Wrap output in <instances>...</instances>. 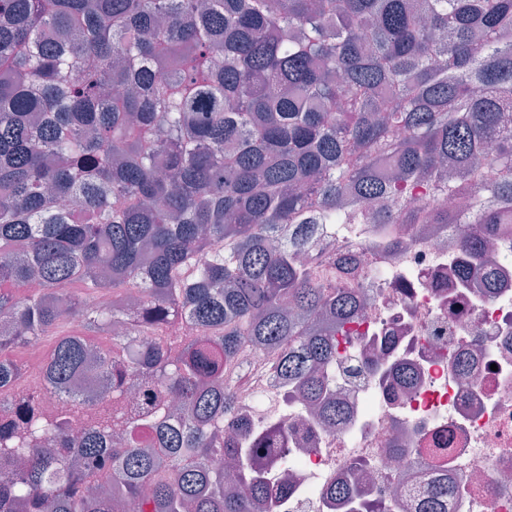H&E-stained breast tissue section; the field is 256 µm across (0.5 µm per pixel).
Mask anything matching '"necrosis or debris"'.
Wrapping results in <instances>:
<instances>
[{
	"label": "necrosis or debris",
	"instance_id": "4bbe7bcc",
	"mask_svg": "<svg viewBox=\"0 0 512 512\" xmlns=\"http://www.w3.org/2000/svg\"><path fill=\"white\" fill-rule=\"evenodd\" d=\"M458 228L357 227L323 258L353 255L341 285L367 303L329 370L342 423L305 415L271 354L244 350L235 386L249 427L284 431L288 492L266 512H417L428 480L447 475L448 512H512V225L489 256L491 286L464 278ZM349 484L355 499L334 496Z\"/></svg>",
	"mask_w": 512,
	"mask_h": 512
}]
</instances>
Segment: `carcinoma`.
Masks as SVG:
<instances>
[{
  "label": "carcinoma",
  "mask_w": 512,
  "mask_h": 512,
  "mask_svg": "<svg viewBox=\"0 0 512 512\" xmlns=\"http://www.w3.org/2000/svg\"><path fill=\"white\" fill-rule=\"evenodd\" d=\"M510 111L512 0H0V512L284 495L288 449L268 482L272 436L237 422L243 350L336 423L324 369L361 294L299 255L370 213L457 223L408 205L425 183L471 200L460 273L488 280ZM47 336L22 389L17 354Z\"/></svg>",
  "instance_id": "carcinoma-1"
}]
</instances>
